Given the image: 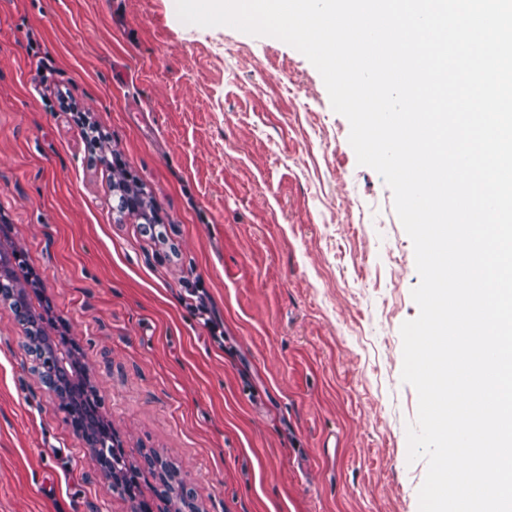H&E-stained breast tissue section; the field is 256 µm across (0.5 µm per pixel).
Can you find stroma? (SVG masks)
I'll list each match as a JSON object with an SVG mask.
<instances>
[{
	"label": "stroma",
	"mask_w": 512,
	"mask_h": 512,
	"mask_svg": "<svg viewBox=\"0 0 512 512\" xmlns=\"http://www.w3.org/2000/svg\"><path fill=\"white\" fill-rule=\"evenodd\" d=\"M95 122L151 193L115 207ZM298 50L176 0H0V226L80 349L125 458L201 512H419L400 327L420 277L393 193ZM224 322L215 343L185 286ZM0 303V512H132ZM131 199L137 201L138 206L134 210L130 208H126L124 211H127L129 215L136 217L137 219L149 220L153 214L156 212L155 201L152 196H147L144 192V187L140 184V187L129 194ZM124 212L123 210H121Z\"/></svg>",
	"instance_id": "stroma-1"
}]
</instances>
